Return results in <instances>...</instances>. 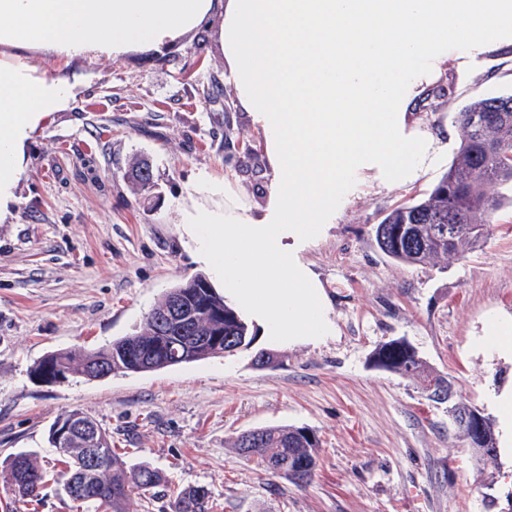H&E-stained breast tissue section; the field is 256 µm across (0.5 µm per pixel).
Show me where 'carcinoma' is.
<instances>
[{
    "label": "carcinoma",
    "mask_w": 512,
    "mask_h": 512,
    "mask_svg": "<svg viewBox=\"0 0 512 512\" xmlns=\"http://www.w3.org/2000/svg\"><path fill=\"white\" fill-rule=\"evenodd\" d=\"M461 142L448 171L433 189L419 199L406 201L388 212L376 228L380 250L392 261L407 265L441 266L463 256L482 241L492 215L505 205L512 207V194L492 196L495 185L512 186V93L492 95L463 104L456 115ZM457 227L455 241L448 243L445 230ZM197 275L170 289L149 312L144 324L129 336L94 352H53L39 361L35 371L45 380L68 373L96 379L92 365L112 374L153 372L166 367L221 356L252 343L249 326L214 287H196ZM205 305L193 321L187 337L174 329L155 331L152 321L168 325L166 314L171 299ZM374 364L418 381L427 395L448 399V379L435 372L404 340H391L374 353ZM103 457L92 476L96 492L91 497L75 496L70 484L78 480L81 446L70 443L56 449L63 457L61 478L65 494L81 503L85 512H130L134 491H149L164 482V475L148 464L127 465L125 454L112 448V436L99 429ZM235 447L245 457L274 476L299 483L302 466L315 470L319 438L306 426L261 427L240 434ZM4 472L16 495H38L43 473L37 455L21 452L8 458ZM207 488L188 486L173 502V512H212Z\"/></svg>",
    "instance_id": "cac0c4a2"
}]
</instances>
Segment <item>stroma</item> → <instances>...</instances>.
Segmentation results:
<instances>
[{
    "label": "stroma",
    "instance_id": "obj_1",
    "mask_svg": "<svg viewBox=\"0 0 512 512\" xmlns=\"http://www.w3.org/2000/svg\"><path fill=\"white\" fill-rule=\"evenodd\" d=\"M219 16L161 51L74 62L39 53L54 77L82 75L73 108L50 115L28 149L10 220L0 223V461L36 453L46 471L35 501L0 475V512H76L50 448L51 425L70 410L95 418L165 485L134 497L131 512H171L174 489L201 485L215 512H512V457L484 464L448 407L379 368L382 344L407 341L468 404L496 412L490 388L512 384V358L478 346L490 324L512 319V208L493 216L479 247L448 267L393 263L375 227L393 207L430 191L460 144L464 102L512 92V46L449 60L424 85L410 125L440 131L435 168L416 181L364 183L303 259L336 327L317 344L249 347L153 372L52 383L34 374L46 355L94 351L132 333L169 288L207 274L186 243L176 208L199 171L231 180L260 204L271 181L261 131L224 79ZM450 90L434 108L439 90ZM148 160L153 183L127 173ZM266 351L269 365L256 357ZM298 425L320 439L303 485L265 473L233 446L242 432Z\"/></svg>",
    "mask_w": 512,
    "mask_h": 512
}]
</instances>
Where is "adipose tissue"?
Wrapping results in <instances>:
<instances>
[{"label": "adipose tissue", "mask_w": 512, "mask_h": 512, "mask_svg": "<svg viewBox=\"0 0 512 512\" xmlns=\"http://www.w3.org/2000/svg\"><path fill=\"white\" fill-rule=\"evenodd\" d=\"M215 14L272 179L257 206L199 172L183 186L178 222L270 343H316L334 324L302 250L365 178L390 186L435 166L440 146L407 120L415 91L449 53L512 44V0H0V222L12 215L30 141L84 86L38 71L22 51L153 52Z\"/></svg>", "instance_id": "1"}]
</instances>
